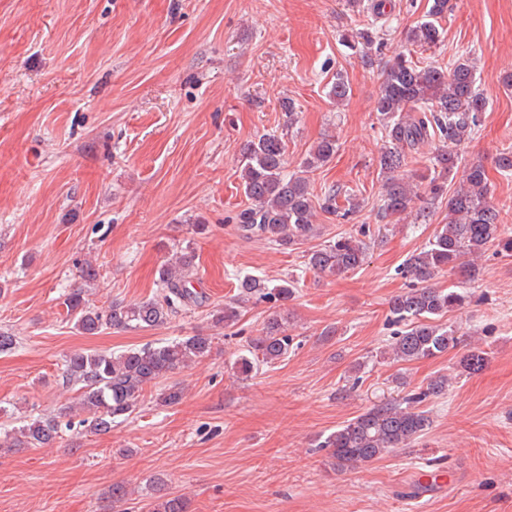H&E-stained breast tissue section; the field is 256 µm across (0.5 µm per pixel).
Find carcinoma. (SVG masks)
<instances>
[{
    "instance_id": "obj_1",
    "label": "carcinoma",
    "mask_w": 512,
    "mask_h": 512,
    "mask_svg": "<svg viewBox=\"0 0 512 512\" xmlns=\"http://www.w3.org/2000/svg\"><path fill=\"white\" fill-rule=\"evenodd\" d=\"M451 0H427L426 18L408 28L406 43L430 49L441 38L437 20L448 15ZM342 45L360 56L363 63L375 62L373 52L384 43L370 23L340 34ZM352 89L347 77L338 72L330 81L328 96L342 106ZM487 98L475 87V69L469 58L461 56L448 67L417 65L402 53L394 54L385 66L376 102L377 120L384 131L378 156L382 184L379 217L388 224L429 216L427 207L446 200L448 222L438 225L428 243L411 254L404 272L416 286L395 296L389 305L393 321L407 323V329L394 334L387 353L404 362L435 357L460 343L457 331L431 322L465 302L455 290L426 286L442 272L460 275L463 282L479 274L477 259L490 249L512 255V232L499 223V211L480 164L466 168L462 182L448 192V177L461 163L457 147L470 140L480 125ZM438 145L424 153L432 141ZM336 154V138L325 135L311 148L299 170L288 173V158L283 137L263 134L240 148L238 164L241 186L249 205L238 215V230L245 237H262L277 247H293L312 236L318 212L346 218L360 208L350 193L336 189L322 198L310 190L308 173L327 164ZM344 198L345 204L339 203ZM366 242L352 235L338 234L307 251L306 265L317 273L341 275L362 266L368 254ZM196 254L189 248L176 253L175 261L158 269L156 296L137 303L113 301L106 308L91 306L85 290L65 294L63 305L75 326L86 335L104 328L144 330L165 324L170 316L189 307L199 308L206 296L191 289L189 272ZM294 295L290 282L269 288L262 281L245 277L239 292L224 310L212 315L213 323L229 325L237 317L235 304L243 299L286 302ZM295 337L287 322L274 316L252 338L247 354L234 363L235 373L249 376L258 363L274 364L287 357ZM214 337L197 333L155 346L145 344L119 353L74 351L64 358L63 380L82 389L78 407L67 406L54 416H36L21 427L4 434L5 448H47L54 445L65 429L73 427V412L85 414L79 425L96 434L108 433L136 409L145 387L155 385L209 356ZM486 352L475 347L464 356L470 372L480 371ZM451 378L440 375L420 392L400 401L372 405L358 416L327 435L318 450L326 451L341 469L355 468L392 452L425 435L431 425L428 411L419 405L429 396L448 391ZM150 512H187L180 495H160L150 503Z\"/></svg>"
}]
</instances>
